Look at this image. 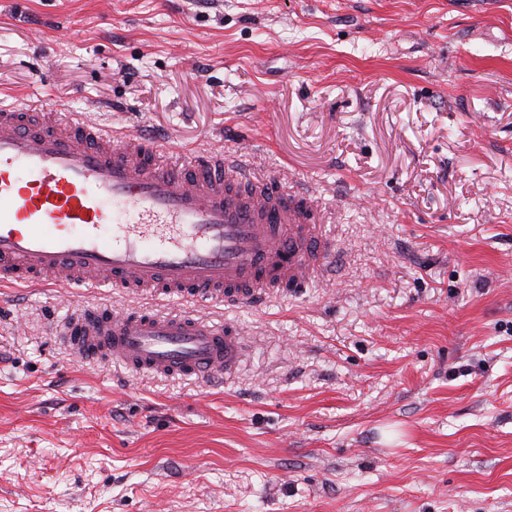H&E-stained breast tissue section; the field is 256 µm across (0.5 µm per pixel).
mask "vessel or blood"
I'll return each instance as SVG.
<instances>
[{
	"label": "vessel or blood",
	"mask_w": 512,
	"mask_h": 512,
	"mask_svg": "<svg viewBox=\"0 0 512 512\" xmlns=\"http://www.w3.org/2000/svg\"><path fill=\"white\" fill-rule=\"evenodd\" d=\"M162 151L55 104L0 103V283L181 296L195 312L85 305L61 335L84 361L218 378L244 339L200 308L305 287L324 261L322 213L243 155L162 164Z\"/></svg>",
	"instance_id": "b4317fda"
}]
</instances>
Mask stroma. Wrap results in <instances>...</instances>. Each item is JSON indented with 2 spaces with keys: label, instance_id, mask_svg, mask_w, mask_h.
<instances>
[{
  "label": "stroma",
  "instance_id": "obj_1",
  "mask_svg": "<svg viewBox=\"0 0 512 512\" xmlns=\"http://www.w3.org/2000/svg\"><path fill=\"white\" fill-rule=\"evenodd\" d=\"M0 100L248 152L334 251L209 306L217 386L75 359L123 294L0 287V512H512V0H0Z\"/></svg>",
  "mask_w": 512,
  "mask_h": 512
}]
</instances>
